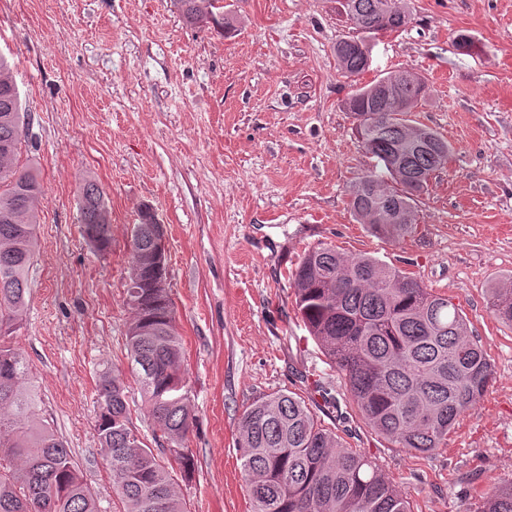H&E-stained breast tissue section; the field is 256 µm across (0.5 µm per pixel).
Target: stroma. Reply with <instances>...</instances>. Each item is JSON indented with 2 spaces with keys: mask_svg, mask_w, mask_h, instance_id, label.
Listing matches in <instances>:
<instances>
[{
  "mask_svg": "<svg viewBox=\"0 0 512 512\" xmlns=\"http://www.w3.org/2000/svg\"><path fill=\"white\" fill-rule=\"evenodd\" d=\"M236 32L187 27L170 0H0V53L31 112L20 163L37 166L39 249L14 342L41 413L67 441L101 512H120L95 430L102 373L128 386L144 440L153 426L126 349L133 227L150 207L165 229L167 278L195 421L180 479L189 512H250L241 415L277 392L301 397L346 447L372 458L412 512H480L512 480V326L488 290L512 273V0H407L359 77L334 48L355 35L337 0H224ZM473 37L458 54L459 33ZM405 69L430 95L412 112L452 147L419 198L416 230L382 241L348 190L374 161L343 108L354 89ZM106 192L112 247L94 251L78 185ZM324 242L411 273L461 309L493 379L430 455L391 447L360 419L345 380L308 334L287 272ZM339 408L325 404L317 384Z\"/></svg>",
  "mask_w": 512,
  "mask_h": 512,
  "instance_id": "stroma-1",
  "label": "stroma"
}]
</instances>
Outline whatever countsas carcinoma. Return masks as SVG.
<instances>
[{"instance_id":"obj_1","label":"carcinoma","mask_w":512,"mask_h":512,"mask_svg":"<svg viewBox=\"0 0 512 512\" xmlns=\"http://www.w3.org/2000/svg\"><path fill=\"white\" fill-rule=\"evenodd\" d=\"M389 0H342L365 34L398 31L411 13ZM201 0H172L183 22L226 37L235 32L224 7L211 17ZM351 37L336 44L349 77L366 70ZM429 95L427 83L407 70L380 75L344 103L361 147L391 156L413 128L410 112ZM399 100L404 109H391ZM31 113L23 106L13 67L0 55V512H100L67 442L38 413L40 395L13 335L28 306V276L37 249V202L44 186L36 168H19ZM429 145L400 158L398 171L379 167L349 190L350 209L370 233L390 242L410 236L426 175L443 168L452 148L425 128ZM83 233L99 252L112 243L105 191L80 185ZM164 231L148 210L130 244L126 304L131 310L127 349L147 400L155 442L183 474L193 466L185 439L193 424L182 343L167 284ZM301 320L340 373L362 421L396 448L432 454L447 445L461 415L492 379L486 353L447 297L375 256L346 257L329 244L309 249L290 273ZM491 306L512 324V288H491ZM95 430L124 512H187L164 458L133 427L127 388L118 375L98 385ZM251 512H411L407 497L377 464L347 448L318 423L302 398L265 395L243 413L237 437ZM480 512H512V481L495 483Z\"/></svg>"}]
</instances>
